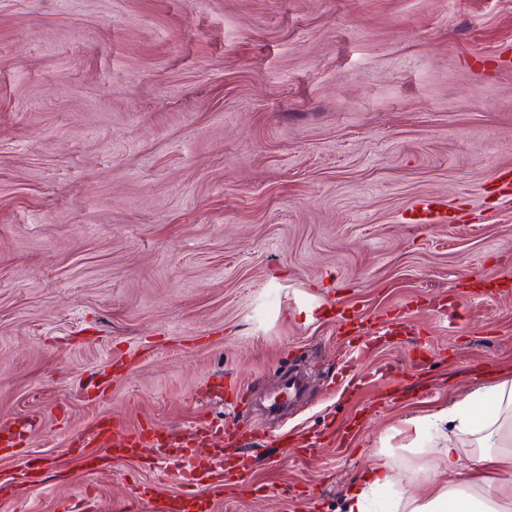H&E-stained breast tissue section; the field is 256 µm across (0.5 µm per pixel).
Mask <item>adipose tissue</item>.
<instances>
[{"label": "adipose tissue", "mask_w": 512, "mask_h": 512, "mask_svg": "<svg viewBox=\"0 0 512 512\" xmlns=\"http://www.w3.org/2000/svg\"><path fill=\"white\" fill-rule=\"evenodd\" d=\"M406 426L409 448L432 454L427 490L414 493L388 462L378 461L361 485L350 487L346 512H370L378 488L388 493L391 512H512V377Z\"/></svg>", "instance_id": "obj_1"}]
</instances>
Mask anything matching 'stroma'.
<instances>
[{
  "instance_id": "35a3bbf8",
  "label": "stroma",
  "mask_w": 512,
  "mask_h": 512,
  "mask_svg": "<svg viewBox=\"0 0 512 512\" xmlns=\"http://www.w3.org/2000/svg\"><path fill=\"white\" fill-rule=\"evenodd\" d=\"M504 57L512 0H0V423L40 421L0 478L43 464L0 512L177 494L157 452L104 477L70 455L102 416L254 425L206 512H344L384 448L422 488L406 420L512 376V202L484 194L512 167ZM421 196L459 222L409 223ZM332 302L423 333L337 388L356 340ZM303 429L351 437L298 464L279 437Z\"/></svg>"
}]
</instances>
